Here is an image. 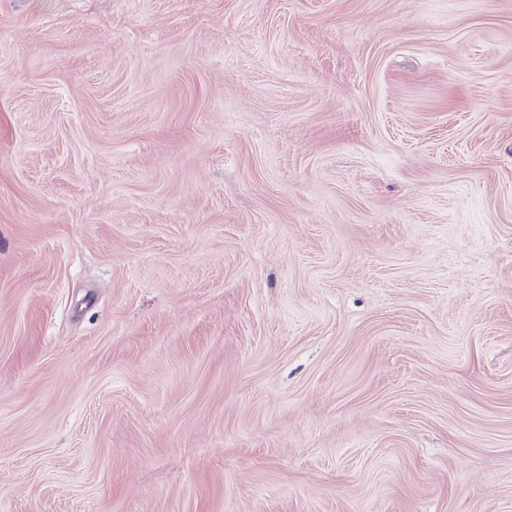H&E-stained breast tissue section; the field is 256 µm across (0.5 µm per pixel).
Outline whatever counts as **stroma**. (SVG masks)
I'll list each match as a JSON object with an SVG mask.
<instances>
[{"mask_svg": "<svg viewBox=\"0 0 512 512\" xmlns=\"http://www.w3.org/2000/svg\"><path fill=\"white\" fill-rule=\"evenodd\" d=\"M0 512H512V0H0Z\"/></svg>", "mask_w": 512, "mask_h": 512, "instance_id": "35a3bbf8", "label": "stroma"}]
</instances>
